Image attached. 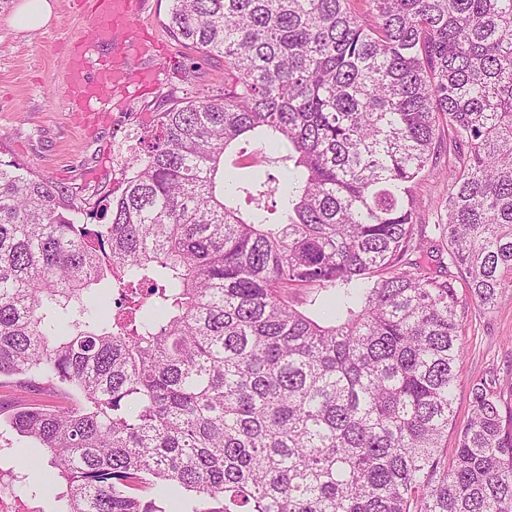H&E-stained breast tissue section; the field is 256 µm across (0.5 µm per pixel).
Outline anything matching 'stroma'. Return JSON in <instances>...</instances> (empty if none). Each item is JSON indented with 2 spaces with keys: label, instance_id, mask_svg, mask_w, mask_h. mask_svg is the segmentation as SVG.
I'll list each match as a JSON object with an SVG mask.
<instances>
[{
  "label": "stroma",
  "instance_id": "stroma-1",
  "mask_svg": "<svg viewBox=\"0 0 512 512\" xmlns=\"http://www.w3.org/2000/svg\"><path fill=\"white\" fill-rule=\"evenodd\" d=\"M20 2L0 7V159L19 161L67 190L79 208L77 222L86 224L89 211L124 179V159L134 145L131 131L151 124L174 102L204 90L223 91L224 62L214 59L190 70L189 51L166 29L171 0H140L128 25L132 38L147 41L150 52L130 59L128 88L108 105H79L64 89L70 57L83 53L92 71L110 57L94 37V0H52L54 16L38 29L25 28ZM144 70L155 73L147 85L138 81ZM447 197L444 178L429 175L418 182L426 233H433ZM458 294L464 305V358L455 420L462 425L470 415L472 383L493 373L502 392L512 394V300L486 310L470 299L467 288Z\"/></svg>",
  "mask_w": 512,
  "mask_h": 512
}]
</instances>
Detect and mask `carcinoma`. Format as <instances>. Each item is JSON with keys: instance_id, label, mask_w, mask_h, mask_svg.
Wrapping results in <instances>:
<instances>
[{"instance_id": "1", "label": "carcinoma", "mask_w": 512, "mask_h": 512, "mask_svg": "<svg viewBox=\"0 0 512 512\" xmlns=\"http://www.w3.org/2000/svg\"><path fill=\"white\" fill-rule=\"evenodd\" d=\"M172 0L224 91L134 132L106 224L0 160L5 416L63 512H512V401L456 425L461 277L512 296V0ZM285 169L218 189L227 151ZM449 181L444 273L414 188ZM282 192L280 216L265 199ZM315 288L331 320L300 309ZM457 447L448 457V431Z\"/></svg>"}]
</instances>
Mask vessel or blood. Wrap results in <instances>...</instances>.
<instances>
[{"label":"vessel or blood","instance_id":"obj_1","mask_svg":"<svg viewBox=\"0 0 512 512\" xmlns=\"http://www.w3.org/2000/svg\"><path fill=\"white\" fill-rule=\"evenodd\" d=\"M134 6L135 0H98V38L101 42L111 44L112 58L108 64L93 73L87 71L83 58H74L65 77L70 97L86 103H105L111 100L114 88L123 84L126 74L125 55L116 40Z\"/></svg>","mask_w":512,"mask_h":512}]
</instances>
